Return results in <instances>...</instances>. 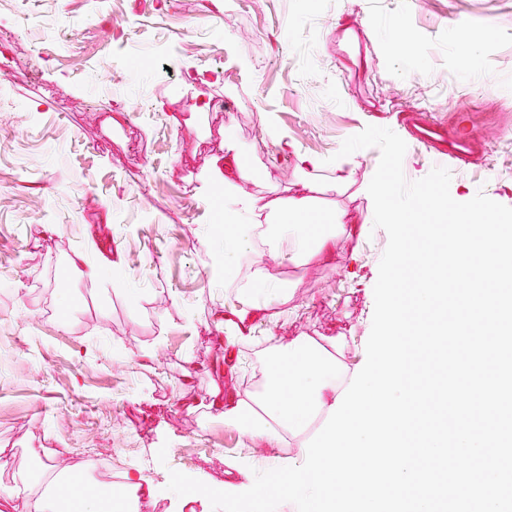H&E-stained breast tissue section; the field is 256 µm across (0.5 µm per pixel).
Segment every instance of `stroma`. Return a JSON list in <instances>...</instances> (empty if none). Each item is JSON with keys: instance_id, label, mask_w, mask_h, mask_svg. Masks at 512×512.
Listing matches in <instances>:
<instances>
[{"instance_id": "obj_1", "label": "stroma", "mask_w": 512, "mask_h": 512, "mask_svg": "<svg viewBox=\"0 0 512 512\" xmlns=\"http://www.w3.org/2000/svg\"><path fill=\"white\" fill-rule=\"evenodd\" d=\"M460 23L488 31L469 71ZM356 26L366 49L337 57L333 33ZM0 30L15 63H0V491L33 448L95 462L83 481L100 487L142 473L157 493L138 512H213L168 490L174 468L226 491L302 465L225 426L215 399L259 395L260 359L297 336L363 368L388 244L365 188L380 151L353 153L343 185L330 158L366 126L403 137L410 110L500 113L450 190L512 207V0H0ZM220 97L230 109L201 111ZM229 138L252 194L306 184L308 225L367 219L327 264L277 242L263 274L290 289L268 304L247 261L230 280L214 266ZM242 308L251 338L234 345L217 318Z\"/></svg>"}]
</instances>
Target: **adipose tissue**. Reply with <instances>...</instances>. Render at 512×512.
Segmentation results:
<instances>
[{"label":"adipose tissue","instance_id":"adipose-tissue-1","mask_svg":"<svg viewBox=\"0 0 512 512\" xmlns=\"http://www.w3.org/2000/svg\"><path fill=\"white\" fill-rule=\"evenodd\" d=\"M225 149L233 159L224 169V218L232 226L231 233L224 237L225 265H232L240 253L251 250L259 231L268 238L293 241L292 255L296 258L325 255L327 242L339 232L346 230L358 234L356 217L344 213L330 215L317 234H309L304 220L311 210V196L301 192L285 201L265 200L241 190V181L253 179L254 174L244 163L242 152L234 142H227ZM261 211L285 214L287 221L258 228L252 219ZM69 478V467L64 459L44 465L41 479L26 484L28 512H112V495L99 487L62 496L58 488Z\"/></svg>","mask_w":512,"mask_h":512}]
</instances>
